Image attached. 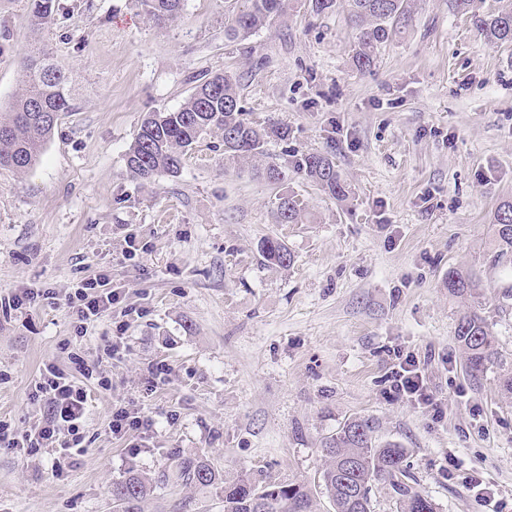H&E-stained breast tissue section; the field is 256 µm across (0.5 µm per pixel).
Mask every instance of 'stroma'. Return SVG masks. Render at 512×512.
Segmentation results:
<instances>
[{"label":"stroma","mask_w":512,"mask_h":512,"mask_svg":"<svg viewBox=\"0 0 512 512\" xmlns=\"http://www.w3.org/2000/svg\"><path fill=\"white\" fill-rule=\"evenodd\" d=\"M34 30L28 0H0V111L23 60L48 45L82 85L37 164L0 169V296L49 299L0 308V419H42L32 395L69 351L112 382H90L84 453L63 476L54 448L0 447V512H113V482H153L143 512H224L219 489L161 480L179 457L207 455L224 479L294 481L318 491L321 442L372 420L406 450L407 482L437 512H512V395L496 370L473 377L455 336L471 299L449 296V270L483 280V313L512 354V271L489 269L497 206L512 200V47L487 44L450 0H411V17L366 73L349 62L347 6L316 15L305 0L242 41L224 23L242 0H185L166 27L134 0H63ZM230 71L249 118L281 123L267 161L324 153L350 183L342 204L291 174L278 186L203 136L179 177L126 173L144 113L178 109L199 79ZM289 190L306 221L278 223ZM283 240L290 267L264 265L258 242ZM109 277L120 301L78 336L65 305L76 282ZM121 340L119 357L104 352ZM414 359L435 398L390 391ZM165 365L150 388L151 365ZM152 413L148 440L112 435L113 406Z\"/></svg>","instance_id":"1"}]
</instances>
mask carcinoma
I'll return each instance as SVG.
<instances>
[{
  "mask_svg": "<svg viewBox=\"0 0 512 512\" xmlns=\"http://www.w3.org/2000/svg\"><path fill=\"white\" fill-rule=\"evenodd\" d=\"M144 15L158 26L173 22L184 7V0H135ZM457 13L467 16L479 35L491 45H512V0H497L498 7L482 10L483 0H452ZM290 0H244L226 27L229 40H244L256 30L286 13ZM355 41L350 56L359 72L372 69L379 50L391 42L410 18L409 0H348ZM63 9L60 0H30L31 21L40 31L47 28ZM21 92L7 112H0V168L23 173L39 159L45 142L61 118L77 110L82 86L45 47L36 48L35 57L21 69ZM218 131L224 155L241 166L256 171L271 183H279L288 171L314 183L339 202L350 199L348 184L331 158L308 153L282 165L261 163L270 140L286 141V126L261 127L246 117L240 105L238 82L234 75L218 73L201 80L193 94L174 111L147 113L127 154L130 175L149 181L165 173L176 176L184 158L202 135ZM280 224L303 223V208L288 193L276 197ZM267 265L288 267L294 256L280 239L267 237L260 244ZM489 267L512 268V201L502 202L492 219V235L486 254ZM448 294L478 299L483 281L474 272L448 271ZM456 338L466 355L472 376L491 368L498 370L500 389L512 394V362L499 350L493 325L478 311H468L457 321ZM371 420L356 418L346 422L322 442L324 465L320 472L322 493L335 512H373L370 497L375 481L393 482L404 503V512H437L427 496L397 480L403 473L405 449L395 442L378 443ZM166 479L191 482L201 488H224V512H313L311 492L301 484L270 481L256 485L248 479L233 483L205 456L175 461ZM150 484L139 474L112 484L115 512H143L150 495Z\"/></svg>",
  "mask_w": 512,
  "mask_h": 512,
  "instance_id": "obj_1",
  "label": "carcinoma"
}]
</instances>
